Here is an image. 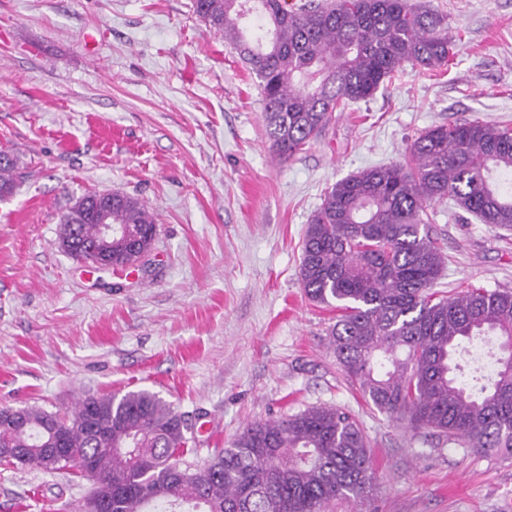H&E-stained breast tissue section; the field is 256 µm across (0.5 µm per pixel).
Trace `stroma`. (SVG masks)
<instances>
[{"mask_svg":"<svg viewBox=\"0 0 512 512\" xmlns=\"http://www.w3.org/2000/svg\"><path fill=\"white\" fill-rule=\"evenodd\" d=\"M455 43L405 68L277 158L249 66L193 0H0V150L22 175L0 200V405L63 411L149 388L174 402L203 465L247 424L311 406L356 415L376 487L332 512H512V458L463 452L379 413L331 346L334 308L299 278L305 229L336 182L404 161L434 126H512V0H408ZM118 191L157 216L147 261L97 271L59 246L79 198ZM438 290L512 289V231L432 204ZM72 470L0 463V512H83Z\"/></svg>","mask_w":512,"mask_h":512,"instance_id":"1","label":"stroma"}]
</instances>
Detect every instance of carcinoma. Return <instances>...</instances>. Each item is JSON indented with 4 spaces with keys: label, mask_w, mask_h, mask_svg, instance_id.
<instances>
[{
    "label": "carcinoma",
    "mask_w": 512,
    "mask_h": 512,
    "mask_svg": "<svg viewBox=\"0 0 512 512\" xmlns=\"http://www.w3.org/2000/svg\"><path fill=\"white\" fill-rule=\"evenodd\" d=\"M250 0H194L195 13L239 51L259 80L271 148L293 154L316 139L350 102L367 100L404 67L448 64L443 19L405 0L290 4L255 0L266 43L242 28ZM15 160L0 152V199L15 190ZM112 224L149 253L157 234L139 199L105 191ZM63 212L60 246L87 260L99 227L86 202ZM451 199L494 228L512 230V128L473 119L417 136L408 161L338 181L307 225L300 262L306 296L339 311L332 346L348 382L376 411L427 429L465 452L512 456V290L433 291L446 257L429 229L428 207ZM108 260L131 261L112 240ZM494 338L493 375L456 359L465 341ZM190 427L170 401L147 388L85 395L71 415L0 406V462L46 472L67 467L101 482L112 512H326L336 500L373 490L368 442L358 420L336 406H312L253 423L200 469L184 460ZM61 434L62 464L46 449ZM91 460L93 473L84 470Z\"/></svg>",
    "instance_id": "1"
}]
</instances>
